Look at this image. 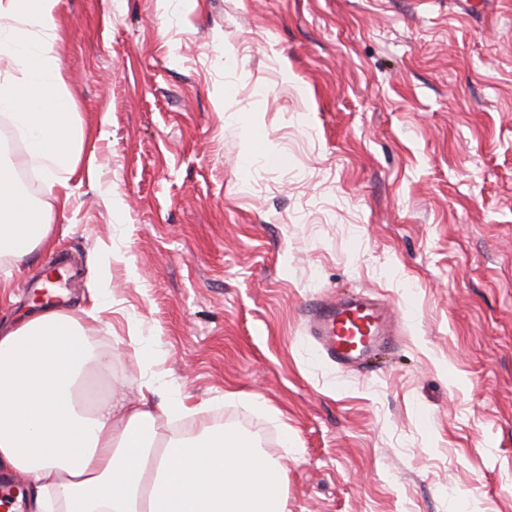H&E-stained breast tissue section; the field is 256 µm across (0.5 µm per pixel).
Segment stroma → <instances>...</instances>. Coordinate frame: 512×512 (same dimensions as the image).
Returning <instances> with one entry per match:
<instances>
[{
  "instance_id": "obj_1",
  "label": "stroma",
  "mask_w": 512,
  "mask_h": 512,
  "mask_svg": "<svg viewBox=\"0 0 512 512\" xmlns=\"http://www.w3.org/2000/svg\"><path fill=\"white\" fill-rule=\"evenodd\" d=\"M60 0L91 172L47 267L110 360L105 392L252 438L288 512H512V0ZM111 251L114 288L93 295ZM392 303L358 369L317 356L325 294Z\"/></svg>"
}]
</instances>
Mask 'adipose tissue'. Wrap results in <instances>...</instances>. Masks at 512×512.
Instances as JSON below:
<instances>
[{
  "instance_id": "obj_1",
  "label": "adipose tissue",
  "mask_w": 512,
  "mask_h": 512,
  "mask_svg": "<svg viewBox=\"0 0 512 512\" xmlns=\"http://www.w3.org/2000/svg\"><path fill=\"white\" fill-rule=\"evenodd\" d=\"M58 0H0V123L24 153L0 166V262L19 266L55 243L51 207L15 185L17 168L42 176L44 196L68 205L85 132L65 88ZM106 362L90 329L58 306L26 310L0 327V473L23 476L29 512H288L287 470L233 427L161 430L180 400L149 405L95 396Z\"/></svg>"
}]
</instances>
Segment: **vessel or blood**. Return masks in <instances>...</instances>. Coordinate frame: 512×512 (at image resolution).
<instances>
[{
  "label": "vessel or blood",
  "instance_id": "vessel-or-blood-1",
  "mask_svg": "<svg viewBox=\"0 0 512 512\" xmlns=\"http://www.w3.org/2000/svg\"><path fill=\"white\" fill-rule=\"evenodd\" d=\"M395 315L384 303L356 294L315 299L305 329L317 355L339 367L361 364L373 349L393 341Z\"/></svg>",
  "mask_w": 512,
  "mask_h": 512
}]
</instances>
